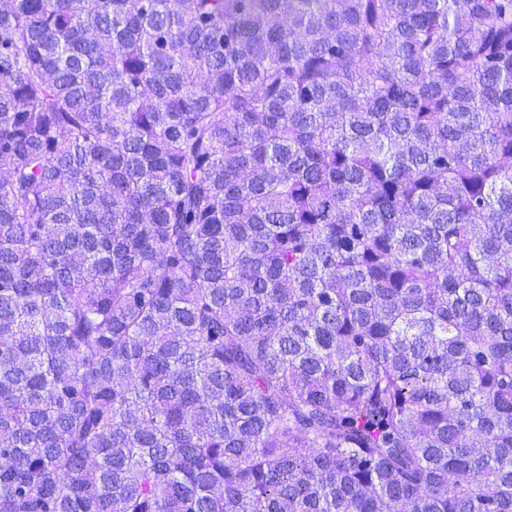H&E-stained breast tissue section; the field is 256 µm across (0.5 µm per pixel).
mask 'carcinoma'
<instances>
[{"label": "carcinoma", "mask_w": 512, "mask_h": 512, "mask_svg": "<svg viewBox=\"0 0 512 512\" xmlns=\"http://www.w3.org/2000/svg\"><path fill=\"white\" fill-rule=\"evenodd\" d=\"M0 512H512V0H0Z\"/></svg>", "instance_id": "cac0c4a2"}]
</instances>
